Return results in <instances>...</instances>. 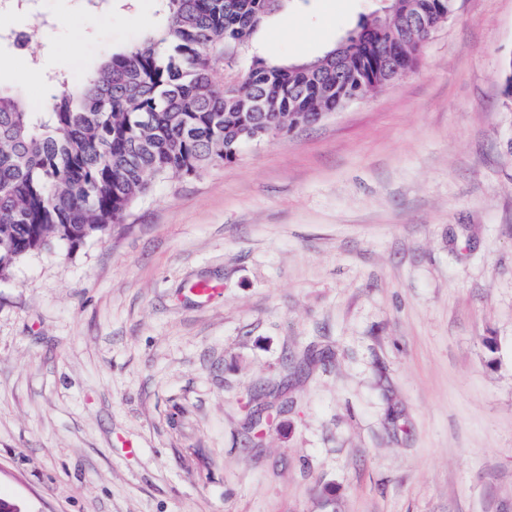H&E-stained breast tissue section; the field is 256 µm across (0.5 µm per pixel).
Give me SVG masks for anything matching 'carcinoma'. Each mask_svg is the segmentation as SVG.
<instances>
[{
    "label": "carcinoma",
    "mask_w": 512,
    "mask_h": 512,
    "mask_svg": "<svg viewBox=\"0 0 512 512\" xmlns=\"http://www.w3.org/2000/svg\"><path fill=\"white\" fill-rule=\"evenodd\" d=\"M161 33L141 32L106 56L79 84L66 82L45 112L0 88V279L26 257L54 245L76 249L119 223L130 206L170 174L196 175L235 161L243 146L279 132L288 99L309 112H334L347 100L312 83L336 71L375 74L390 11L361 21L323 56L272 66L247 57L263 21L288 0H159ZM249 58L224 85L218 58ZM261 108L243 107L247 98Z\"/></svg>",
    "instance_id": "1"
}]
</instances>
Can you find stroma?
Segmentation results:
<instances>
[{
	"mask_svg": "<svg viewBox=\"0 0 512 512\" xmlns=\"http://www.w3.org/2000/svg\"><path fill=\"white\" fill-rule=\"evenodd\" d=\"M39 0L0 86L44 111L158 0ZM386 0H289L265 60ZM512 0H456L420 63L319 124L172 175L0 281V499L25 512H512ZM207 281L221 292L203 301ZM327 359L298 368L307 353ZM288 409L258 446L244 401Z\"/></svg>",
	"mask_w": 512,
	"mask_h": 512,
	"instance_id": "stroma-1",
	"label": "stroma"
}]
</instances>
